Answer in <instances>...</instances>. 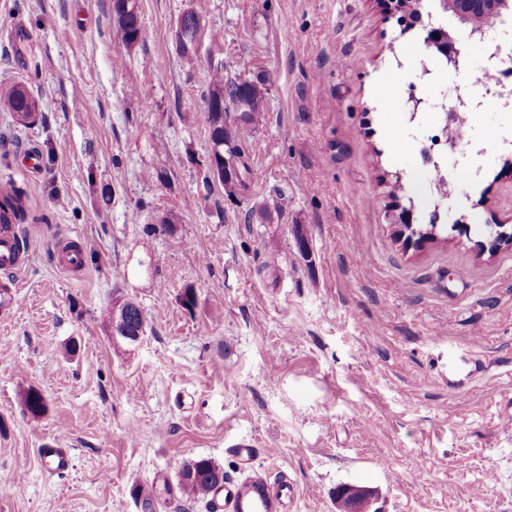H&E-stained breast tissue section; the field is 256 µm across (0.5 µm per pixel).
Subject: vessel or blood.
I'll return each mask as SVG.
<instances>
[{
    "label": "vessel or blood",
    "mask_w": 512,
    "mask_h": 512,
    "mask_svg": "<svg viewBox=\"0 0 512 512\" xmlns=\"http://www.w3.org/2000/svg\"><path fill=\"white\" fill-rule=\"evenodd\" d=\"M24 228L17 224L11 211H0V313L7 315L14 309L19 288V276L29 262L27 249L23 247ZM56 263L70 274L84 270L82 246L70 244L68 239H59ZM478 365L466 357L448 362V383L458 386L471 380ZM236 456L251 472L246 477L226 479L224 484L209 491L206 498L208 512H288V505L296 495L291 479L271 480L265 473L253 470V450L248 445H239ZM40 456L48 473L61 475L73 466L71 449L49 447L41 449Z\"/></svg>",
    "instance_id": "1"
}]
</instances>
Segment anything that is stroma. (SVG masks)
Returning <instances> with one entry per match:
<instances>
[{
    "label": "stroma",
    "mask_w": 512,
    "mask_h": 512,
    "mask_svg": "<svg viewBox=\"0 0 512 512\" xmlns=\"http://www.w3.org/2000/svg\"><path fill=\"white\" fill-rule=\"evenodd\" d=\"M138 2L128 46L112 0H0V77L38 103L27 124L0 109V181L24 191L30 238L0 316V512H142L139 486L154 512H206L183 464L241 477L242 442L295 481L291 512H340L344 484L375 490L367 512H512V110L486 100L456 168L436 113L407 105L463 79L512 93V51L476 42L465 77L441 71L383 0ZM216 68L269 78L262 122L228 114L254 172L232 196L203 187ZM407 207L438 215L434 238L402 235ZM63 236L86 245L82 278L55 265ZM124 299L148 319L133 346L101 319ZM452 354L488 368L449 389ZM46 445L72 449L68 473L45 471ZM191 13H193V12L187 11V12L183 13L177 22L175 36H176V43L179 47L180 52L183 51L184 49L191 51V52H195V53L198 52L199 33H197L196 35H195V33L197 32L199 27H201V22L195 13L190 15ZM188 15H190V16L185 20V23H184V17H186ZM184 27H185V30L187 31V33L190 35V37L195 35V37L192 40L187 41L185 39Z\"/></svg>",
    "instance_id": "35a3bbf8"
}]
</instances>
